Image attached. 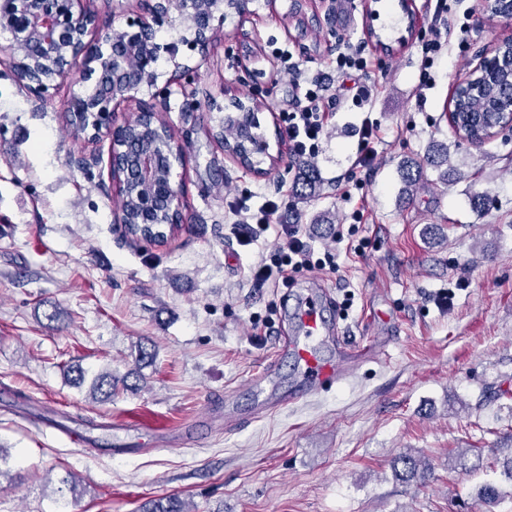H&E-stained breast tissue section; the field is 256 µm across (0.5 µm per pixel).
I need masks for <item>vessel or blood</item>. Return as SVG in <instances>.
<instances>
[{"label": "vessel or blood", "instance_id": "1", "mask_svg": "<svg viewBox=\"0 0 512 512\" xmlns=\"http://www.w3.org/2000/svg\"><path fill=\"white\" fill-rule=\"evenodd\" d=\"M297 316L299 333L283 338L281 352L296 361L303 382L302 394L308 395L326 385L345 380L350 371L362 362L366 355L365 348L341 338H330L317 293L307 294L299 305ZM331 340L335 341L340 351V359L336 362L328 361L320 354L323 346Z\"/></svg>", "mask_w": 512, "mask_h": 512}]
</instances>
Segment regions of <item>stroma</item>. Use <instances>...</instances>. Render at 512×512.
Returning a JSON list of instances; mask_svg holds the SVG:
<instances>
[{"label": "stroma", "mask_w": 512, "mask_h": 512, "mask_svg": "<svg viewBox=\"0 0 512 512\" xmlns=\"http://www.w3.org/2000/svg\"><path fill=\"white\" fill-rule=\"evenodd\" d=\"M95 3L94 43L105 21L151 19L136 0ZM433 12L427 0H305L298 12L292 0H246L213 20L208 50L183 45L174 57L172 26L157 24L159 78L142 97L166 103L186 150L174 170L182 228L159 245L121 232L108 140L67 134L68 103L90 85L70 76L37 96L0 62V452L9 473L0 512H138L170 494L194 512H512L502 470L447 466L462 448L491 456L512 434V399L479 401L512 381V135L475 147L448 123L455 88L512 39V19L480 2L453 5L450 20L468 31L454 33L422 91L418 39ZM410 25L415 39L401 42ZM275 47L300 60L308 84L335 85L339 49L374 62L361 79L367 109L329 98L314 157L324 185L309 199L296 193L299 160L282 122L298 91ZM178 63L186 71L170 81ZM233 97L258 106L259 132L278 157L267 175L211 136ZM366 117L379 140L362 169L354 161ZM442 145L456 168L445 181L427 162ZM406 162L423 170L410 193ZM484 191L480 212L471 197ZM266 198L279 205L275 223L304 224L315 251L345 226L362 254L341 255L331 274L293 272L279 288L253 283L251 267L277 240L269 232L240 245L231 209ZM308 288L322 290L330 322L377 355L281 406L299 373L278 349ZM55 310L60 320H49ZM143 345L156 359L140 368ZM271 362L276 374L256 392L252 379ZM74 364L119 376L137 368L145 385L92 403L65 377ZM407 452L426 460L424 483L396 480L393 461ZM487 482L505 493L492 507L477 498Z\"/></svg>", "instance_id": "stroma-1"}]
</instances>
